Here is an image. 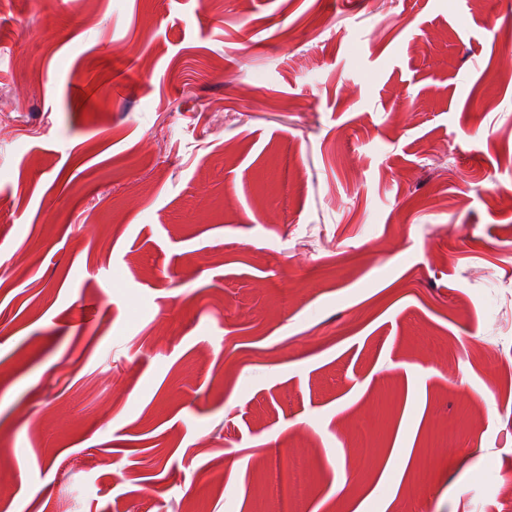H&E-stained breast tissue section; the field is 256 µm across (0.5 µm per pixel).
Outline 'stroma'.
<instances>
[{"label":"stroma","mask_w":512,"mask_h":512,"mask_svg":"<svg viewBox=\"0 0 512 512\" xmlns=\"http://www.w3.org/2000/svg\"><path fill=\"white\" fill-rule=\"evenodd\" d=\"M510 28L0 0V512H512ZM277 493L280 512L290 511L292 505L307 493L306 465L302 457L294 456L288 466V483L283 485L282 476L278 469L270 468L265 471V492Z\"/></svg>","instance_id":"stroma-1"}]
</instances>
